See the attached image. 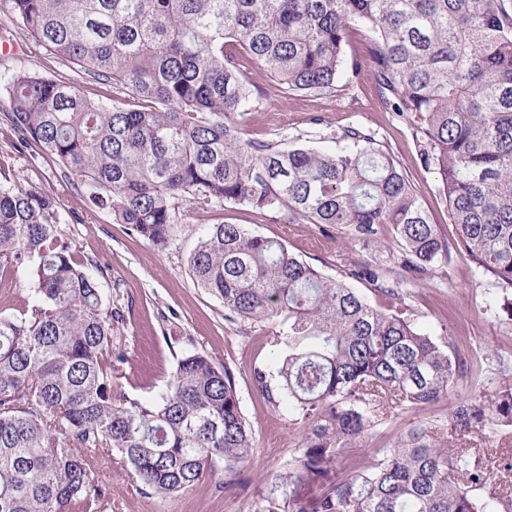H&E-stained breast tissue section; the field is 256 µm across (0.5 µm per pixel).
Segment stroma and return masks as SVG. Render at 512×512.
Masks as SVG:
<instances>
[{
    "mask_svg": "<svg viewBox=\"0 0 512 512\" xmlns=\"http://www.w3.org/2000/svg\"><path fill=\"white\" fill-rule=\"evenodd\" d=\"M3 42L16 51L0 55V169L9 172L19 189L55 199L58 241L68 244L74 260L96 278L104 300L120 310L127 360L113 387L147 402L158 401L166 394L182 354H208L216 364L235 369L241 409L255 441L252 461L238 484L225 487L219 474L167 500L142 494L128 471L101 455L98 468L112 498V512H255L261 491L279 483L301 443L287 403L276 407L266 403L253 383V368L269 369L283 348L273 341L272 326L225 319L223 305L193 281L188 271L190 253L207 225L242 224L283 242L291 253L336 279L360 264L394 267L397 243L390 237L380 244L366 242L337 226L325 229L273 220L247 207L202 213L188 206L172 240L165 247H154L129 225L113 220L109 209L89 204L80 178L27 143L8 117L4 85L12 73L26 68L75 83L77 67L47 52L14 16L0 10ZM252 77L264 96L248 114L244 138L331 151L336 132L362 129L396 158L441 237L453 238L448 205L434 174L422 166L410 126L379 106L367 75L353 79L338 100L285 95L265 73L256 71ZM30 288L25 265L0 263V311L18 314L27 309L32 302ZM401 298L417 327L439 345L465 357L479 352L482 375L476 383L461 376L449 396L404 410L370 428L347 450L342 467L346 476L365 466L376 449L396 444L408 430L448 424L452 406L478 394L494 396L504 381L512 382V288L482 275L465 251H452L440 267L410 271Z\"/></svg>",
    "mask_w": 512,
    "mask_h": 512,
    "instance_id": "35a3bbf8",
    "label": "stroma"
}]
</instances>
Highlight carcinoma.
I'll use <instances>...</instances> for the list:
<instances>
[{"label": "carcinoma", "instance_id": "cac0c4a2", "mask_svg": "<svg viewBox=\"0 0 512 512\" xmlns=\"http://www.w3.org/2000/svg\"><path fill=\"white\" fill-rule=\"evenodd\" d=\"M49 51L130 98L109 106L76 83L20 69L6 85L13 125L81 178L156 247L188 202L226 204L290 224L342 226L378 241L391 231L404 270L440 266L454 248L512 288V0H0ZM355 26L364 58L345 53ZM262 67L287 93L339 98L342 78L368 71L379 103L412 129L455 225L441 237L407 175L359 128L337 149H282L242 138L262 99ZM55 201L18 191L0 170V258L29 263L33 305L0 311V512H101L95 454L105 448L143 493L173 498L216 473L237 483L254 439L236 376L187 352L168 392L145 402L112 387L125 361L123 315L55 244ZM197 286L231 321L278 325V385L253 369L263 399H287L303 430L288 472L258 512H487L479 449L427 427L337 478L369 428L443 396L467 360L423 333L400 299L403 276L350 271L390 298L372 305L280 241L240 224H211L189 259ZM459 435L512 427V388L451 410ZM322 486L305 500L286 486Z\"/></svg>", "mask_w": 512, "mask_h": 512}]
</instances>
